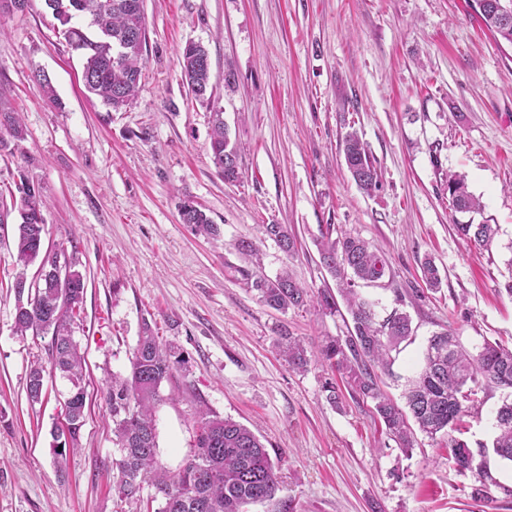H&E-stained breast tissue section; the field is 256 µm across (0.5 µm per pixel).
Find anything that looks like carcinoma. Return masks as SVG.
<instances>
[{"label": "carcinoma", "instance_id": "1", "mask_svg": "<svg viewBox=\"0 0 512 512\" xmlns=\"http://www.w3.org/2000/svg\"><path fill=\"white\" fill-rule=\"evenodd\" d=\"M59 21L60 34L84 59L82 80L86 91L108 108L118 111L136 95L142 75L146 44L144 0H44ZM480 3L478 12L486 28L499 41L512 46V0H471ZM82 17L86 26H74L72 19ZM207 50L194 42L187 43L179 63L187 85L194 93L208 89L210 69L203 63ZM15 140L23 138V128L14 112L0 104V128ZM346 168L355 184L370 193L379 184L374 160L357 133L349 132L342 141ZM239 155L224 125L223 113H214L210 141L211 159L224 178L237 181L240 170L224 169L226 153ZM17 180L9 196L0 193V227L12 225L17 261L23 266L38 264L39 279L27 283L19 275L14 283L18 303L15 311L16 332L24 335L51 334V365L72 384L69 402L71 430L53 431L58 455L78 446L85 421L86 395L83 381V357L78 346L67 340L71 327L83 309L85 282L83 275L66 264L71 281L70 295H63L56 277L49 273L58 261L57 253L43 247L44 225L38 223L44 203L40 187L28 178L23 167L17 168ZM448 196L458 212H478L482 203L468 191L459 174L448 175ZM182 223L194 232L216 237L220 230L195 204L181 205ZM457 232L480 247L489 246L496 233L495 224H458ZM263 235L273 240L286 254L296 252V239L285 224L263 225ZM321 263L336 280L339 296L347 305L352 326L348 335L329 337L318 353L322 361L335 368L345 379L351 394L374 403L376 416L386 432L403 451L414 446L411 425L430 438L447 436L448 459L461 472H470L480 483L479 493L495 501L490 487L512 496V489L499 484L481 458L487 450L512 462V400L504 401L496 411V435L492 447L483 444L472 448L453 436L460 431L462 417L480 391L512 390V347L485 342L472 352L462 347L451 328L434 333L428 340L424 365L409 380L405 407L384 394L378 372H388L392 353L413 333L410 316L397 309L378 319L374 304L354 289L355 280L376 283L388 269L386 258L368 242L344 233L333 236L326 228L318 240ZM422 280L436 287L441 279L432 260L421 263ZM252 287L260 300L274 309L287 310L305 306L311 299L308 288L299 284L288 271L275 278H258ZM317 304L323 314L338 312L336 295L330 290L318 292ZM278 343L288 366L298 372L307 370L311 358L304 345L280 334ZM176 351L155 336L151 326L143 323L130 359L126 377L112 376L104 401L112 418L120 456L112 460L116 470L114 490L126 502H159L155 512H247V507L275 499L280 476L276 464L259 437L246 426L212 411L201 413L197 421L195 448L177 472L162 467L157 459L155 408L163 400L162 383L173 376ZM27 394L37 403L44 396V368L34 365L27 377ZM154 494L143 497L145 487Z\"/></svg>", "mask_w": 512, "mask_h": 512}]
</instances>
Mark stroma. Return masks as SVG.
<instances>
[{
  "label": "stroma",
  "mask_w": 512,
  "mask_h": 512,
  "mask_svg": "<svg viewBox=\"0 0 512 512\" xmlns=\"http://www.w3.org/2000/svg\"><path fill=\"white\" fill-rule=\"evenodd\" d=\"M144 8L139 90L113 113L88 98L83 59L44 0L0 11V99L25 130L14 152H0V191L26 167L47 202V244L85 277L72 335L88 395L79 447L58 462L51 429L71 385L49 367V335L14 331V249L0 236V512H139L112 488L118 448L104 393L129 373L145 322L184 358L157 408L167 470L177 471L199 412L211 410L251 429L279 467L276 500L249 512H277L282 500L294 512H512L504 494L474 499L476 478L449 462L445 439L419 434L402 452L369 403L346 390L340 406L327 401L325 383L338 372L317 360L289 370L275 346L280 331L315 352L346 335L344 316L322 315L312 302L275 310L252 288L284 269L311 290L335 287L316 246L329 226L380 250L389 276L356 289L378 318L399 308L412 319L415 332L383 377L396 400L442 325L470 350L511 345L512 47L496 42L467 0H145ZM190 41L210 58L204 99L179 65ZM216 111L240 153L242 179L232 185L210 157ZM352 130L380 172L369 194L340 149ZM452 173L481 212L452 209ZM187 199L218 224L220 241L182 224ZM467 222L497 225L490 248L457 233ZM264 224L287 225L297 252L265 238ZM243 237L258 246L260 265L236 251ZM427 257L441 278L433 292L420 278ZM35 363L46 367L38 403L26 390ZM505 397L482 395L465 422L470 446L491 444Z\"/></svg>",
  "instance_id": "stroma-1"
}]
</instances>
